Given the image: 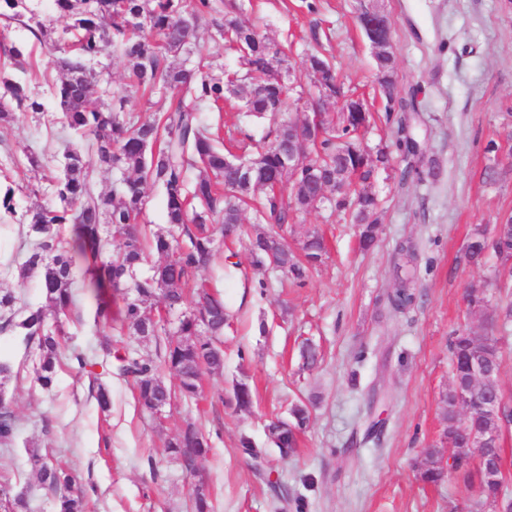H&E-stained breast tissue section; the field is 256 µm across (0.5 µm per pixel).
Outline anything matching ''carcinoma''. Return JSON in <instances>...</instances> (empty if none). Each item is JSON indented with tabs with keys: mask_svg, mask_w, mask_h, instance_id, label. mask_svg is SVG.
Wrapping results in <instances>:
<instances>
[{
	"mask_svg": "<svg viewBox=\"0 0 512 512\" xmlns=\"http://www.w3.org/2000/svg\"><path fill=\"white\" fill-rule=\"evenodd\" d=\"M35 0H0V17L19 22L50 51H63L56 62L59 81L50 84L54 111L46 109L39 95L28 92L19 75L27 73L22 46L3 48L9 64H0V124L22 110L38 115L43 122L59 124L69 133L60 161V173L51 179L56 207L37 205L17 213L14 182L4 177L0 184V224L15 221L26 227L33 239L22 274L38 273L45 304L33 307L19 304L12 293L0 294V333L11 332L36 344L39 359L34 367L35 381L51 389L58 363L57 351L64 336V318L73 305L76 259L87 264L90 274L85 287L94 295V321L116 323L141 338L158 335L162 320L151 315L161 303L167 314L178 315L174 339L168 341L164 365L178 377L180 394L189 399L201 393V374L206 369H223L224 355L216 342L224 334V300L212 293L199 272L206 270L216 254V225L224 235L239 229L241 214L255 212L258 220L283 226L298 214L328 201L338 209L354 204V223L361 227L359 245L368 250L377 239V199L362 188L375 171L387 167L389 156L379 151L372 157L361 146L357 134L367 126L372 114L365 100L347 94L343 87L320 83L318 98L308 103L311 119L298 123L282 119L292 101L293 88L278 78V70L288 61L287 48L273 44L257 27L241 22L237 0H54L62 27L41 16ZM209 17L224 47L239 55L236 70L219 69L197 54L192 68L176 62L179 54L191 52L198 21ZM127 63L129 88L143 97L159 98L164 108L145 118L125 114L127 96L112 95L95 107L88 106L93 87L105 82L104 72L95 62L107 49ZM378 82L391 103L398 95L393 52L374 54ZM236 98L243 112L268 125L271 140L256 141L246 135L229 137L228 142L202 119L205 108L220 107ZM342 99L344 111L338 118L321 111L327 101ZM302 148L309 155L308 165L288 169V153ZM107 170L115 175L112 191L98 193L93 175ZM159 186L166 200L167 223L178 228L185 243L173 245L165 234H155L153 250L164 261L148 264L140 236L135 230L145 204V186ZM327 187L334 196L318 195ZM71 224L74 237L63 245L62 226ZM108 232L115 249L101 245L102 232ZM300 255L287 249L283 238L258 232L250 239L252 261L257 266L270 263V256H281L283 269L292 282L305 284L311 269L327 253L319 232H307L299 242ZM404 276L389 296L390 307L402 311L415 303L413 291L415 249L401 248ZM493 253L501 262L497 276L501 287H512V216L494 225L492 232L477 225L466 246V258L481 263ZM471 309L489 323H512V301L491 313L485 298L473 294ZM450 349L453 386L443 398L448 435L460 428L482 436H495L486 445L487 462L505 467L500 418L482 409L485 401L502 394L496 371L501 365L498 341L484 327H465L454 332ZM118 375L133 382L139 400L146 408L164 406L172 390L151 360L130 354L116 357ZM483 387L472 392L474 410L460 425L457 419V393L477 379ZM292 421L273 420L267 437L279 453L287 457L297 447L298 431L308 421L307 407L296 404ZM15 418L9 409L0 412V445L14 438ZM181 446L167 444L168 453L188 469L205 452L193 426L180 433ZM428 460L421 480L439 484L456 476L477 488L480 508L492 507L503 493L502 474L489 478V471L477 464L445 468ZM32 468L43 488L59 494L58 512H84L85 501L79 475L53 466L45 468L44 457L30 455ZM3 512H27L24 491L0 484Z\"/></svg>",
	"mask_w": 512,
	"mask_h": 512,
	"instance_id": "carcinoma-1",
	"label": "carcinoma"
}]
</instances>
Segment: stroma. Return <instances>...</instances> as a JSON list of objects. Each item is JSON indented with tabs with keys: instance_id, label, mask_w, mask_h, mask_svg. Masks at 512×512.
<instances>
[{
	"instance_id": "35a3bbf8",
	"label": "stroma",
	"mask_w": 512,
	"mask_h": 512,
	"mask_svg": "<svg viewBox=\"0 0 512 512\" xmlns=\"http://www.w3.org/2000/svg\"><path fill=\"white\" fill-rule=\"evenodd\" d=\"M241 2V19L260 18L272 42L291 43L295 85L314 87L305 57L316 51L345 91L368 100L374 119L360 137L370 151L390 155L388 169L369 186L379 200L375 248L359 250L349 212L326 204L301 215L285 228L290 246L316 230L329 253L298 287L281 271L253 264L249 236L273 226H256L254 214L244 212L241 235L217 237L215 262L203 274L229 314L220 343L224 368L204 373L201 397L175 394L158 415L110 366L119 353L162 363L173 322L148 339L113 323L95 325L93 295L75 289L48 391L34 379L37 348L0 334V356L13 365L0 392L16 418L12 444L0 447V483L26 490L28 512H57L54 494L29 464L36 450L78 472L87 512H192L199 486L213 512H473L476 488L453 479L426 485L418 473L426 449H436L442 462L450 453L442 403L452 386L449 340L455 330L480 324L465 296L484 294L493 307L507 294L495 284L494 256L473 266L464 253L474 225L512 212V123L503 119L512 112V0H379L392 26L400 115L417 143L413 152L400 146L396 123L385 118L359 0H316L313 13L303 0ZM11 44L24 48L35 74L32 92L51 103L46 80L57 75L55 54L18 25L0 24V46ZM63 138V129L40 125L29 113L0 125V170L11 169L20 186L18 211L35 199L54 204L48 179ZM35 143L48 150L37 172L24 162L25 148ZM32 186L39 196L29 195ZM406 239L420 249L417 303L395 315L386 297L396 248ZM26 249L21 225L0 230V288H19L25 303L39 306V275L22 280L15 267ZM307 344L319 354L309 369L300 355ZM241 382L253 392L246 409L235 399ZM101 384L111 395L105 411L95 399ZM298 402L309 420L296 454L285 459L269 447L265 426L289 419ZM190 424L210 445L191 470L164 452ZM245 438L265 449L262 466L244 453Z\"/></svg>"
}]
</instances>
